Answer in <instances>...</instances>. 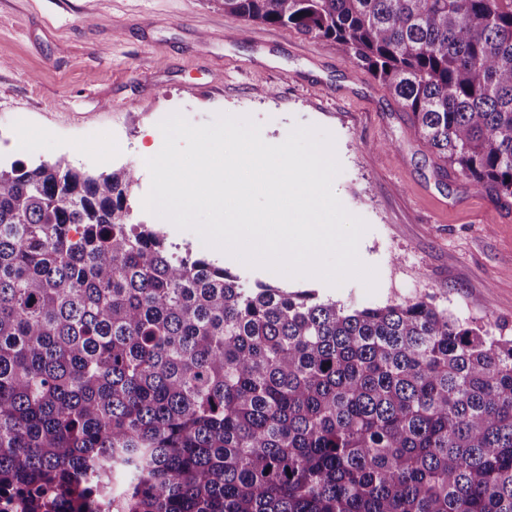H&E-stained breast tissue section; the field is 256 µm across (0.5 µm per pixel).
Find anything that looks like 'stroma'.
Listing matches in <instances>:
<instances>
[{"mask_svg":"<svg viewBox=\"0 0 512 512\" xmlns=\"http://www.w3.org/2000/svg\"><path fill=\"white\" fill-rule=\"evenodd\" d=\"M175 111L194 125L251 117L270 144L298 125L329 131L342 167L333 189L368 225L358 255L378 285L370 294L355 279H288L159 224L169 242L249 285L314 288L348 307L430 294L454 317L512 335V204L474 193L425 151L409 113L337 45L232 19L219 0H0V163L134 168L132 220L152 224L143 150L162 147L158 124ZM112 130L121 152L87 154Z\"/></svg>","mask_w":512,"mask_h":512,"instance_id":"35a3bbf8","label":"stroma"}]
</instances>
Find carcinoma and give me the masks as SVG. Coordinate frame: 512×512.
<instances>
[{
    "label": "carcinoma",
    "instance_id": "cac0c4a2",
    "mask_svg": "<svg viewBox=\"0 0 512 512\" xmlns=\"http://www.w3.org/2000/svg\"><path fill=\"white\" fill-rule=\"evenodd\" d=\"M331 42L512 199V0H221ZM134 169L0 167V490L29 512H512V336L350 308L132 223Z\"/></svg>",
    "mask_w": 512,
    "mask_h": 512
}]
</instances>
